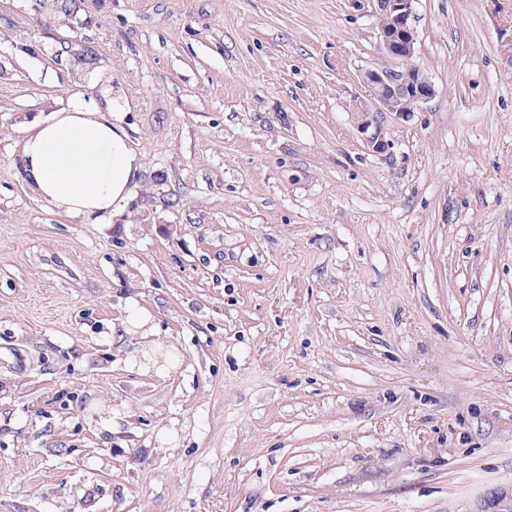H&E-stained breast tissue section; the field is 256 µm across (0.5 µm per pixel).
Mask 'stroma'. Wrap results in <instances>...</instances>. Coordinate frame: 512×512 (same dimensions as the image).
<instances>
[{
	"label": "stroma",
	"mask_w": 512,
	"mask_h": 512,
	"mask_svg": "<svg viewBox=\"0 0 512 512\" xmlns=\"http://www.w3.org/2000/svg\"><path fill=\"white\" fill-rule=\"evenodd\" d=\"M75 3L0 0V512H512V0H415L383 154L373 0ZM77 88L144 155L100 220L21 172ZM380 23L378 34L383 53L393 63L365 69L362 82L371 94L369 102H359L354 112L365 141L374 153H384L390 143L382 136L381 117L386 112L409 116L433 98L436 88L428 74L412 58L417 32L412 24L414 0H376ZM128 317L124 322V331L128 334H137L145 340L157 337L156 326L152 316L139 303L129 298L127 302Z\"/></svg>",
	"instance_id": "1"
}]
</instances>
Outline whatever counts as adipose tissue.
Returning a JSON list of instances; mask_svg holds the SVG:
<instances>
[{
	"instance_id": "adipose-tissue-1",
	"label": "adipose tissue",
	"mask_w": 512,
	"mask_h": 512,
	"mask_svg": "<svg viewBox=\"0 0 512 512\" xmlns=\"http://www.w3.org/2000/svg\"><path fill=\"white\" fill-rule=\"evenodd\" d=\"M116 110L113 101L92 106L76 94L48 119L26 126L19 157L36 197L70 216L121 211L144 160L130 146Z\"/></svg>"
}]
</instances>
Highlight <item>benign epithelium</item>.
<instances>
[{
  "instance_id": "7a95c632",
  "label": "benign epithelium",
  "mask_w": 512,
  "mask_h": 512,
  "mask_svg": "<svg viewBox=\"0 0 512 512\" xmlns=\"http://www.w3.org/2000/svg\"><path fill=\"white\" fill-rule=\"evenodd\" d=\"M413 2L377 0L380 47L392 64L362 72L361 80L369 88L371 99L357 103L354 108L359 128L366 134V144L374 153H384L390 148L389 141L382 136L383 114L408 116L436 94L428 74L412 61L417 42L412 24Z\"/></svg>"
}]
</instances>
